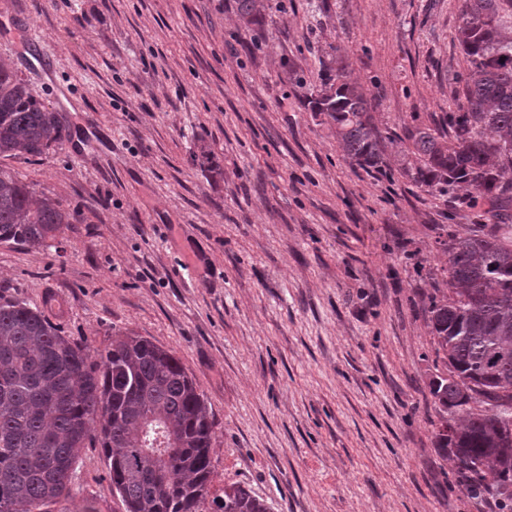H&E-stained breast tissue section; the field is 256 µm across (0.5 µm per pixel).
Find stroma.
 Instances as JSON below:
<instances>
[{
    "label": "stroma",
    "mask_w": 512,
    "mask_h": 512,
    "mask_svg": "<svg viewBox=\"0 0 512 512\" xmlns=\"http://www.w3.org/2000/svg\"><path fill=\"white\" fill-rule=\"evenodd\" d=\"M0 0V63L70 138L7 160L80 214L54 248L0 244V296L96 353L172 351L208 400L210 493L272 512H498L436 443L442 373L426 310L452 234L486 223L466 190L417 186L402 156L350 162L289 70L347 63L382 136L456 108L462 0ZM210 150L212 167L198 154ZM52 512H125L85 448ZM237 11L253 32L260 31L265 25L266 17L261 13L257 0H237ZM209 505L215 512H271L265 500L240 485L225 486L224 497H213Z\"/></svg>",
    "instance_id": "obj_1"
}]
</instances>
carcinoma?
I'll return each instance as SVG.
<instances>
[{
  "instance_id": "carcinoma-1",
  "label": "carcinoma",
  "mask_w": 512,
  "mask_h": 512,
  "mask_svg": "<svg viewBox=\"0 0 512 512\" xmlns=\"http://www.w3.org/2000/svg\"><path fill=\"white\" fill-rule=\"evenodd\" d=\"M254 32L257 0H236ZM512 0H465L456 31L468 72L448 134L405 133L404 174L428 189L489 199L494 222L444 241L448 294L428 319L446 374L429 382L437 448L453 452L469 495L512 512ZM304 106L336 129L346 157L385 163L366 90L349 65L328 66ZM69 138L63 115L39 102L18 69L0 64V159L40 158ZM76 214L0 166V243L47 247ZM214 418L180 359L142 336H118L90 360L24 302L0 296V512H47L71 496L82 450L100 445L125 512H271L240 485L209 497Z\"/></svg>"
}]
</instances>
